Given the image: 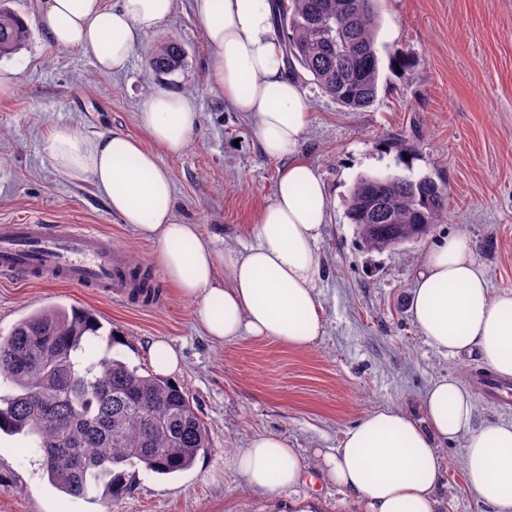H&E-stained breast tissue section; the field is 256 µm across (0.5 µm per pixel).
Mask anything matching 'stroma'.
Returning a JSON list of instances; mask_svg holds the SVG:
<instances>
[{
  "label": "stroma",
  "instance_id": "obj_1",
  "mask_svg": "<svg viewBox=\"0 0 512 512\" xmlns=\"http://www.w3.org/2000/svg\"><path fill=\"white\" fill-rule=\"evenodd\" d=\"M36 0H13L31 25L27 45L0 58L15 83L0 97V224L35 216L111 237L125 259L147 267L157 285L148 304L52 284L0 276V331L51 305L85 307L122 336V359L150 369L147 347L162 338L182 355L177 383L203 420L211 443L194 465L173 475L138 471L118 502L63 495L47 480L41 456L22 436L0 439V512H360L355 495L311 474L274 494L252 491L229 456L258 433H275L311 454L333 448L366 412L393 407L420 414L433 380L472 385L483 364L428 346L412 319L410 299L423 255L460 233L485 267L492 293L512 290V0H378L380 58L400 51L414 61L403 73L382 68L376 100L350 112L309 74L310 125L302 151L329 191L320 242L319 283L325 330L307 349L253 336L212 342L155 263V246L113 215L88 180L55 171L46 157L50 129L121 133L147 142L138 112L160 92L192 94L199 125L180 155L160 153L172 172L177 213L200 225L216 248L244 249L273 197L280 165L267 159L255 120L214 91L212 51L196 26L190 0L149 34L120 73L101 72L93 57L60 51L35 24ZM180 43L182 72L152 75L154 44ZM430 177L448 188V217L424 238L367 250L347 207L364 176ZM444 482L438 512H491L463 475L462 442L441 446Z\"/></svg>",
  "mask_w": 512,
  "mask_h": 512
}]
</instances>
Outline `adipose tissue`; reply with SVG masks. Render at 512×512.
Masks as SVG:
<instances>
[{
	"mask_svg": "<svg viewBox=\"0 0 512 512\" xmlns=\"http://www.w3.org/2000/svg\"><path fill=\"white\" fill-rule=\"evenodd\" d=\"M175 10L176 0H39L36 19L52 45L90 53L99 70L113 73ZM192 10L213 51L209 84L236 111L253 114L262 153L282 163L253 243L217 249L200 225L176 213L174 180L157 153L187 148L199 124L192 95L145 99L138 118L154 149L123 134L88 136L62 125L47 138V156L56 171L88 178L112 214L155 245L167 285L194 302L195 320L213 342L247 334L308 348L324 334L318 284L328 194L300 152L306 93L288 71L270 0H192ZM410 313L441 354L476 356L512 379V291L491 292L463 235H449L424 256ZM422 407L420 419L397 408L371 410L337 448L311 457L283 436L259 433L230 465L256 491L292 488L314 467L353 493L361 512H437L439 447L460 438L469 487L493 512H512V423L475 425L471 391L445 377L428 387Z\"/></svg>",
	"mask_w": 512,
	"mask_h": 512,
	"instance_id": "ef3b65f1",
	"label": "adipose tissue"
}]
</instances>
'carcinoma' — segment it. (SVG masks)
Masks as SVG:
<instances>
[{"mask_svg": "<svg viewBox=\"0 0 512 512\" xmlns=\"http://www.w3.org/2000/svg\"><path fill=\"white\" fill-rule=\"evenodd\" d=\"M378 0H272L288 56L351 112L369 107L379 89ZM0 0V56L19 51L28 24ZM183 47L156 44L149 65L159 75L185 66ZM393 223L369 220L375 196ZM447 189L429 177L365 176L353 187L348 217L370 249L402 233L421 216L440 224ZM85 309H39L0 336V432L29 438L39 449L49 481L62 493L92 498L100 491L117 501L139 468L159 475L189 469L210 440L189 396L170 379L141 374L114 351ZM105 341L91 358L88 349Z\"/></svg>", "mask_w": 512, "mask_h": 512, "instance_id": "carcinoma-1", "label": "carcinoma"}]
</instances>
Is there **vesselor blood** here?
Wrapping results in <instances>:
<instances>
[{
  "instance_id": "vessel-or-blood-1",
  "label": "vessel or blood",
  "mask_w": 512,
  "mask_h": 512,
  "mask_svg": "<svg viewBox=\"0 0 512 512\" xmlns=\"http://www.w3.org/2000/svg\"><path fill=\"white\" fill-rule=\"evenodd\" d=\"M127 270L123 255L107 236L33 217L21 224H0L1 273L24 281L99 288L121 299L135 287Z\"/></svg>"
}]
</instances>
